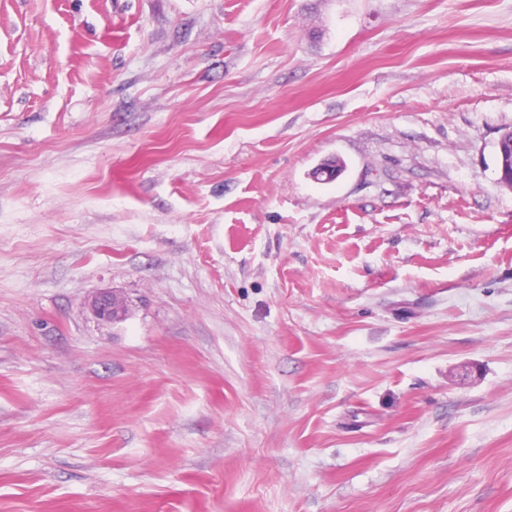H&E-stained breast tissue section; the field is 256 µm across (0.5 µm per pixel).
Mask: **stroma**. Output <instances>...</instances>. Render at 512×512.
<instances>
[{"instance_id":"35a3bbf8","label":"stroma","mask_w":512,"mask_h":512,"mask_svg":"<svg viewBox=\"0 0 512 512\" xmlns=\"http://www.w3.org/2000/svg\"><path fill=\"white\" fill-rule=\"evenodd\" d=\"M505 127L512 0H0V512H512ZM95 317L105 322H116L126 316L127 304L113 294L101 293L91 302Z\"/></svg>"}]
</instances>
